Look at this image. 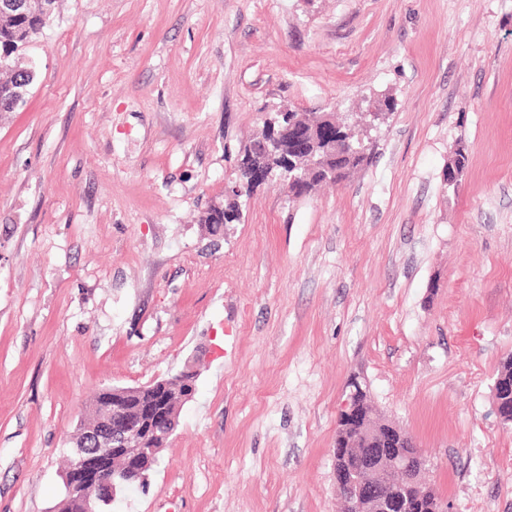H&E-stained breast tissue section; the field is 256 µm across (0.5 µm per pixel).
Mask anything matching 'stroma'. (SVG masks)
<instances>
[{
	"mask_svg": "<svg viewBox=\"0 0 512 512\" xmlns=\"http://www.w3.org/2000/svg\"><path fill=\"white\" fill-rule=\"evenodd\" d=\"M24 62L0 112V512H52L101 390L190 362L112 512H341L355 375L453 512H512V0H59ZM387 98L345 182L269 181L205 232L267 113ZM241 218V210L235 204H228L220 211L208 209L201 218V224H205L209 232L213 235L221 231L224 225L234 224Z\"/></svg>",
	"mask_w": 512,
	"mask_h": 512,
	"instance_id": "35a3bbf8",
	"label": "stroma"
}]
</instances>
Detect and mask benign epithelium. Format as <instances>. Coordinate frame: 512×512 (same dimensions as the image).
Returning <instances> with one entry per match:
<instances>
[{"mask_svg":"<svg viewBox=\"0 0 512 512\" xmlns=\"http://www.w3.org/2000/svg\"><path fill=\"white\" fill-rule=\"evenodd\" d=\"M275 128V138L283 144H297V131L292 124L277 118L267 119ZM340 415L357 422L362 435L372 438L376 421L364 415L358 392L351 389L340 410ZM167 427L166 436H171L175 418L164 410L154 409L152 404L133 405L129 392L119 387L112 388V396L101 407V427L87 432L92 442L82 441L73 462L64 476L70 498L82 500L96 497L103 503H111L117 491L123 488L132 473L143 474L156 463L155 456L158 426ZM380 463L365 471H354L348 478L350 501L355 512H366L373 498L371 486L393 473L411 471V457L397 445V437L387 431L380 438Z\"/></svg>","mask_w":512,"mask_h":512,"instance_id":"benign-epithelium-1","label":"benign epithelium"}]
</instances>
